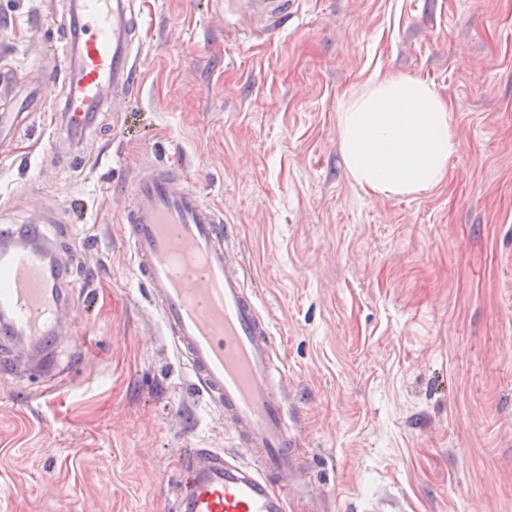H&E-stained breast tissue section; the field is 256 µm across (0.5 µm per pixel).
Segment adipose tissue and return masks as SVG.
Here are the masks:
<instances>
[{
	"mask_svg": "<svg viewBox=\"0 0 512 512\" xmlns=\"http://www.w3.org/2000/svg\"><path fill=\"white\" fill-rule=\"evenodd\" d=\"M338 125L350 177L375 196L435 188L458 148L449 103L430 84L391 73L350 94Z\"/></svg>",
	"mask_w": 512,
	"mask_h": 512,
	"instance_id": "obj_1",
	"label": "adipose tissue"
}]
</instances>
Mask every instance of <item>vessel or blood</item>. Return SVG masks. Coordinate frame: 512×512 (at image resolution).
I'll list each match as a JSON object with an SVG mask.
<instances>
[{
	"instance_id": "vessel-or-blood-1",
	"label": "vessel or blood",
	"mask_w": 512,
	"mask_h": 512,
	"mask_svg": "<svg viewBox=\"0 0 512 512\" xmlns=\"http://www.w3.org/2000/svg\"><path fill=\"white\" fill-rule=\"evenodd\" d=\"M296 0H252L275 21ZM141 14L132 0H75L56 46L61 62L45 85L0 114L11 134L55 82L63 101L45 113L48 130L83 143L105 103L130 94L142 53ZM125 238L149 306L194 384L219 410L238 456L220 448L180 455L182 488L175 512H287L294 487L305 485L301 434L289 426L288 376L275 369L277 346L269 320L241 274L233 226L188 184L179 164L140 171L119 192ZM63 262L37 225L0 227V377L39 376L54 382L55 346L76 339L77 300ZM253 465L239 462V455Z\"/></svg>"
}]
</instances>
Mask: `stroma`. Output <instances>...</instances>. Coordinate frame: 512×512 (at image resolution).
I'll return each mask as SVG.
<instances>
[{"label":"stroma","mask_w":512,"mask_h":512,"mask_svg":"<svg viewBox=\"0 0 512 512\" xmlns=\"http://www.w3.org/2000/svg\"><path fill=\"white\" fill-rule=\"evenodd\" d=\"M257 38L224 0H143L136 90L76 159L40 113L0 137V225L71 245L89 296L62 383L0 379V512H171L180 449H230L147 312L107 190L180 163L236 225L326 512H512V0H298ZM69 0H0V75L57 66ZM431 84L459 142L441 184L370 196L338 116L377 74Z\"/></svg>","instance_id":"stroma-1"}]
</instances>
